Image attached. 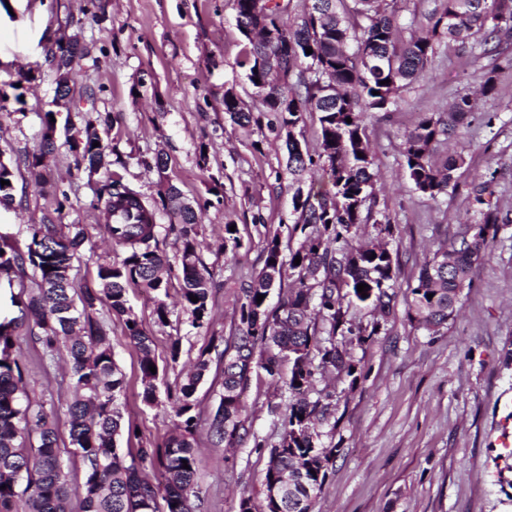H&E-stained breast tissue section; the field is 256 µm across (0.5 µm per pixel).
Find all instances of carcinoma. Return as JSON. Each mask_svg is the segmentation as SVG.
<instances>
[{
	"label": "carcinoma",
	"mask_w": 512,
	"mask_h": 512,
	"mask_svg": "<svg viewBox=\"0 0 512 512\" xmlns=\"http://www.w3.org/2000/svg\"><path fill=\"white\" fill-rule=\"evenodd\" d=\"M251 8L252 0H236L241 32L261 27L257 35L245 36L242 65L250 82L260 81L257 88L264 92L267 111L281 113L278 103L290 99L295 111L281 117V124L293 126L302 113H319L318 155L285 143L288 174L298 181L310 178L307 195L293 200L299 216L290 235L301 237L299 247L286 262L279 234L265 237L263 268L236 289L238 318L231 336L211 338L176 393L167 395L179 419L175 433L162 445L142 446L126 458L116 448V437L134 429L123 423L120 399L127 380L114 360L109 317L124 318L126 338L139 351L144 402L165 406L157 394L159 373L150 371L153 341L132 312L127 290L135 284L166 295L169 279L163 270L175 266L181 274V309L192 326H203L210 315L213 278L199 254L198 212L189 203L173 212L176 223L167 232L175 234L177 250L171 261L153 245L156 210L147 208L121 177L109 175L97 202L104 203L106 213H119V223L104 225V232L125 257L119 266L99 265L97 283L83 288L76 287L71 271L84 227L71 224L62 232L46 214L30 228L23 250L0 236V279L10 283L29 273L34 284L27 312L0 322V512H200L196 391L209 375L221 394L209 417L208 441L235 448L250 438L253 447L269 448L264 489L270 491L277 482L282 496L278 503L266 502L268 512H312L322 493L333 449L320 443L315 425L329 413L333 393L315 391L317 376L327 374L354 386L364 372L348 346L363 343L380 328L377 321L367 327L348 319L344 303L369 305L386 319L395 297L396 265L390 250L381 244L345 247L372 218L370 212L362 214L363 205L374 202L365 114L388 111L397 94L423 76L436 45L444 41L470 44L481 56L500 55L503 43L512 40V0H438L430 14L412 20L425 33L405 41L399 37L396 0H310L290 22L283 20L285 9L277 3L261 24ZM51 57L56 76L73 78L75 57L55 52ZM386 79L389 83L382 84ZM472 112L470 95H459L448 111L422 118L406 134L404 169L416 191L435 198L456 188L455 173L465 157L454 153L438 161L435 154L457 136ZM348 117L352 122H346ZM55 149L56 143L44 138L26 157L37 180L44 181L40 155ZM110 154L105 139L97 147L87 144L75 155L76 165L90 174L107 170ZM13 178L11 162L1 161L0 181L6 185H0V205L13 203ZM471 195L480 206L481 223L425 261L410 288L407 316L429 331H438L457 315L462 290L485 256L489 235L499 230L490 181L473 184ZM286 267L294 287L279 310L270 312L257 296L267 298L281 286ZM361 283L369 285L364 295L357 291ZM192 295L198 301H191ZM318 319L327 326L323 339ZM24 324L41 345L42 358L53 361L60 351L67 352L74 385L66 405L67 447L60 445L55 414L25 390L16 349V332ZM256 367L288 390L285 406L270 407L283 426L279 442L270 447L253 431L242 404ZM74 463L82 471L77 485L68 479ZM148 465L159 470L154 482L144 475Z\"/></svg>",
	"instance_id": "carcinoma-1"
}]
</instances>
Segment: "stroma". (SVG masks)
Instances as JSON below:
<instances>
[{"instance_id":"stroma-1","label":"stroma","mask_w":512,"mask_h":512,"mask_svg":"<svg viewBox=\"0 0 512 512\" xmlns=\"http://www.w3.org/2000/svg\"><path fill=\"white\" fill-rule=\"evenodd\" d=\"M104 20L92 22L87 0H9L0 5V154L14 171L15 200L0 207V230L25 246L29 227L54 206V188L68 200L60 225L80 224L86 240L73 260L77 286L93 283L100 264H121L124 253L106 241V215L96 191L104 174L77 168L64 141L80 113L110 114L109 142L126 183L146 201L157 200V182L167 177L185 199L205 202L199 215L200 257L214 281L210 323L192 327L171 284L168 324L154 316L156 298L138 286L128 297L153 340L159 369L158 395L179 383L172 367V339H180V365L196 359L211 337L228 335L235 319L234 290L264 265V238L282 236V249L298 248L288 234L297 215L298 184L285 167L284 131L267 112L242 67L245 39L236 26L235 0H102ZM77 36L89 54L76 65L74 109L56 115V151L41 185L25 157L36 147L43 116L55 94V72L47 50ZM498 91L478 96L485 72ZM234 91L248 122H232L224 95ZM475 97L474 114L455 142L466 163L453 192L429 197L417 192L403 169L400 144L425 115L441 112L457 95ZM366 134L378 174L371 223L362 242L377 239L376 221L389 218L388 247L398 258L395 313L378 336L354 346L365 377L355 387L336 388L335 410L319 424L321 443L334 449L314 512H512V471L500 463L512 451V45L497 62L474 58L469 49L441 43L424 77L404 89L387 112L366 117ZM163 155L164 173L144 163ZM485 179L506 220L490 241L487 257L473 269L461 294V309L447 326L430 332L405 317L407 286L420 265L459 238L481 216L471 185ZM236 225L241 246L223 252L225 225ZM115 360L126 375L125 421L135 435L120 436L121 454L172 433L174 417L145 405L139 382V353L113 318ZM26 388L33 399L64 414L73 389L64 360L46 363L41 347L20 330ZM274 388L253 371L245 394L255 433L268 443L283 428L268 412ZM197 483L202 512H240L242 496L264 497L266 452L251 443L234 450L214 448L198 428Z\"/></svg>"}]
</instances>
